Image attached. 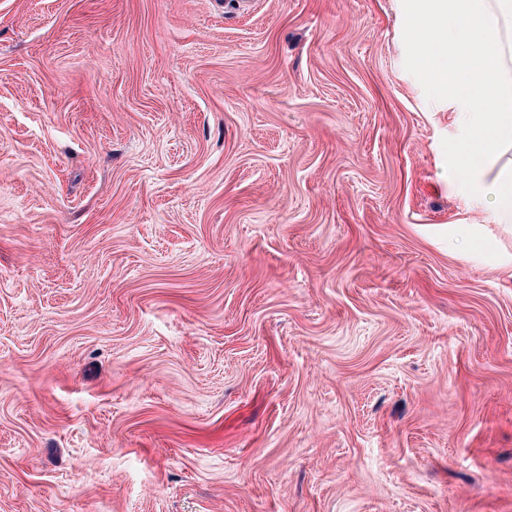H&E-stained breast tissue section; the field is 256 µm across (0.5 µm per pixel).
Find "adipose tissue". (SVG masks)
<instances>
[{
	"mask_svg": "<svg viewBox=\"0 0 512 512\" xmlns=\"http://www.w3.org/2000/svg\"><path fill=\"white\" fill-rule=\"evenodd\" d=\"M406 67L466 132L451 166L485 220L512 230V0H399Z\"/></svg>",
	"mask_w": 512,
	"mask_h": 512,
	"instance_id": "adipose-tissue-1",
	"label": "adipose tissue"
}]
</instances>
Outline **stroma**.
I'll return each instance as SVG.
<instances>
[{"label":"stroma","instance_id":"1","mask_svg":"<svg viewBox=\"0 0 512 512\" xmlns=\"http://www.w3.org/2000/svg\"><path fill=\"white\" fill-rule=\"evenodd\" d=\"M395 0H0V512H512V233Z\"/></svg>","mask_w":512,"mask_h":512}]
</instances>
